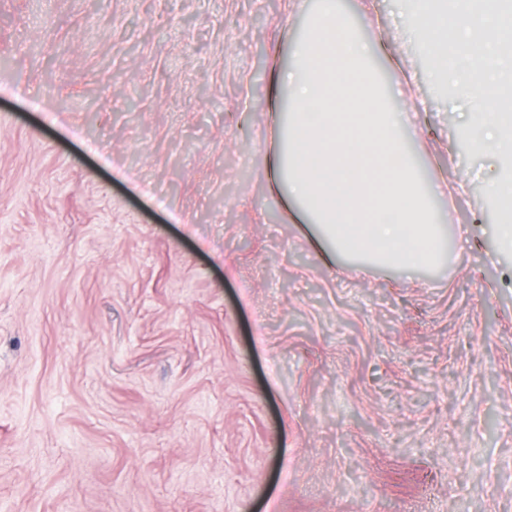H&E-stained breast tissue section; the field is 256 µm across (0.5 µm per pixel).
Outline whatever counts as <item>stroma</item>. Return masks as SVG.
I'll return each instance as SVG.
<instances>
[{
    "label": "stroma",
    "mask_w": 512,
    "mask_h": 512,
    "mask_svg": "<svg viewBox=\"0 0 512 512\" xmlns=\"http://www.w3.org/2000/svg\"><path fill=\"white\" fill-rule=\"evenodd\" d=\"M343 3L428 104L436 267L327 262L268 190L315 0H0V512H512V162L410 0Z\"/></svg>",
    "instance_id": "stroma-1"
}]
</instances>
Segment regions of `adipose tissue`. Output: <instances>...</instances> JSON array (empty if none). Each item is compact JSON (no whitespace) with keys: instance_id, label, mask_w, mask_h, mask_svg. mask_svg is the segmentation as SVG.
Masks as SVG:
<instances>
[{"instance_id":"adipose-tissue-1","label":"adipose tissue","mask_w":512,"mask_h":512,"mask_svg":"<svg viewBox=\"0 0 512 512\" xmlns=\"http://www.w3.org/2000/svg\"><path fill=\"white\" fill-rule=\"evenodd\" d=\"M373 54L335 0H321L272 73L267 106L278 141L266 160L269 188L317 226L330 257L425 267L443 250L433 187L397 111L371 97Z\"/></svg>"}]
</instances>
